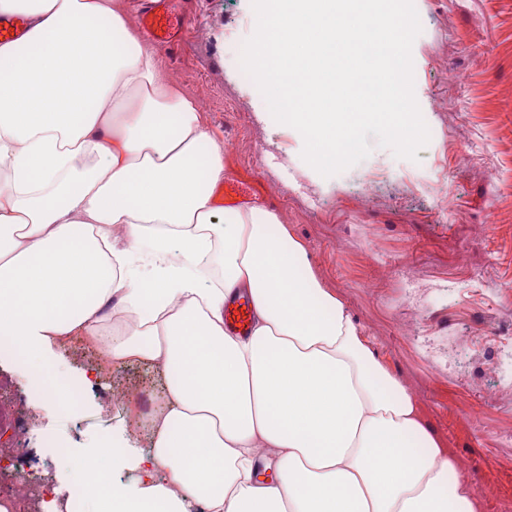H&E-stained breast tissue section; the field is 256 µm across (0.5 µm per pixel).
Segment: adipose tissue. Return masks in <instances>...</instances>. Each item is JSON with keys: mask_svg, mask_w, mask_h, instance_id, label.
<instances>
[{"mask_svg": "<svg viewBox=\"0 0 512 512\" xmlns=\"http://www.w3.org/2000/svg\"><path fill=\"white\" fill-rule=\"evenodd\" d=\"M0 350L162 375L152 448L85 512H475L476 492L278 216L220 210L224 152L108 0H0ZM245 294L249 335L224 327ZM164 482H156L157 474Z\"/></svg>", "mask_w": 512, "mask_h": 512, "instance_id": "obj_1", "label": "adipose tissue"}]
</instances>
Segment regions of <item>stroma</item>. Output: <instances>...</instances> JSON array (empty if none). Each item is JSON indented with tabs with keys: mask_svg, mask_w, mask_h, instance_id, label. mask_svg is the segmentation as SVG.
I'll use <instances>...</instances> for the list:
<instances>
[{
	"mask_svg": "<svg viewBox=\"0 0 512 512\" xmlns=\"http://www.w3.org/2000/svg\"><path fill=\"white\" fill-rule=\"evenodd\" d=\"M421 32L412 47L414 92L430 141L417 160L374 147L326 178L306 164L303 139L261 109L234 42L252 34L251 0H177L185 23L172 48L156 47L166 83L192 100L224 149V180L244 205L276 212L303 241L324 288L348 308L377 358L415 396L421 415L478 490L476 512H512V397L495 391L485 361L512 329V0H415ZM449 198L452 209L441 206ZM406 264L446 285L420 308L404 299ZM485 276L474 280V267ZM0 406L24 415L22 433L0 432V448L24 445L57 491H72L68 458L102 442L151 446L161 377L146 364L84 382L73 413L33 400L31 379L0 357ZM484 430H476L472 413ZM65 445L51 456L44 441ZM489 488L493 497H482Z\"/></svg>",
	"mask_w": 512,
	"mask_h": 512,
	"instance_id": "stroma-1",
	"label": "stroma"
}]
</instances>
